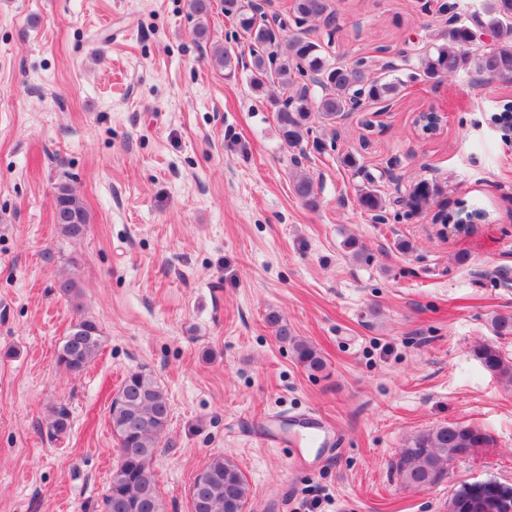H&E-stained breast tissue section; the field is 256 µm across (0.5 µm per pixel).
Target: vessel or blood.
Instances as JSON below:
<instances>
[{
	"mask_svg": "<svg viewBox=\"0 0 512 512\" xmlns=\"http://www.w3.org/2000/svg\"><path fill=\"white\" fill-rule=\"evenodd\" d=\"M268 446L285 445L293 450L296 467L309 468L319 463L323 449L331 447L337 438L331 426L311 411L292 415L290 429H281L277 418H268L260 436Z\"/></svg>",
	"mask_w": 512,
	"mask_h": 512,
	"instance_id": "vessel-or-blood-1",
	"label": "vessel or blood"
}]
</instances>
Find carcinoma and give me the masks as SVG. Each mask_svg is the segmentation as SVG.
<instances>
[{
    "label": "carcinoma",
    "mask_w": 512,
    "mask_h": 512,
    "mask_svg": "<svg viewBox=\"0 0 512 512\" xmlns=\"http://www.w3.org/2000/svg\"><path fill=\"white\" fill-rule=\"evenodd\" d=\"M224 14L229 16L249 42L251 67L249 83L258 94L270 84L280 88V96L271 97L270 104L282 138L292 147L302 146L313 131V123L325 125L352 109L356 94L372 102H390L399 95L403 81L373 78L362 60L350 66L331 62L320 42L307 37L301 25L318 20L327 27L336 25V10L329 0H293L291 16L280 19L279 28L296 31L285 41L273 40L269 28L259 21L247 0H224ZM492 34L489 48L476 52L473 45L478 34ZM211 64L231 76L239 67L238 57L216 46ZM471 71L482 78L512 77V0H484L482 11L466 24L448 30V43L434 47L425 54L415 75L433 80ZM320 88L309 90L302 78ZM294 191L308 205L316 206L312 180L300 175ZM439 193L436 183L419 180L410 186L407 204L422 212ZM359 207L378 214L385 210V199L371 187L361 190ZM53 223L66 238H78L90 223L88 211L66 181L54 187ZM267 321L277 327L278 337L291 343L299 364L309 371L323 370L325 363L317 349L307 341L290 334L279 315L271 312ZM101 330L95 320L79 316L70 324L57 352V363L73 374H80L99 355ZM482 367L512 386V361L503 357L493 345L483 344L473 350ZM170 401L167 390L149 372L129 373L112 399L109 418L117 437L119 463L112 473L101 501V512H162L159 488L152 468L162 437L168 427ZM69 411L53 407L48 422L52 436L66 433ZM490 442L486 430L461 423H449L413 436L400 449L392 463L403 484L421 490L439 486L448 478V466L455 460L469 457L477 448ZM249 497L247 481L238 465L224 456L215 457L195 476L191 486L192 512H245Z\"/></svg>",
    "instance_id": "cac0c4a2"
}]
</instances>
